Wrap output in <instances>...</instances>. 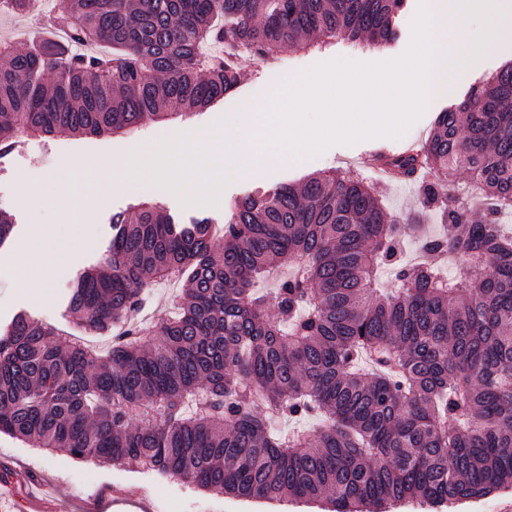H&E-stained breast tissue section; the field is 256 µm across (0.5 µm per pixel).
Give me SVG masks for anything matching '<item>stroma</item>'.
<instances>
[{"mask_svg": "<svg viewBox=\"0 0 512 512\" xmlns=\"http://www.w3.org/2000/svg\"><path fill=\"white\" fill-rule=\"evenodd\" d=\"M419 5L420 0H407L397 22L399 36L393 42L367 46L338 41L322 49H292L281 52L278 58L247 64L242 82L233 93L189 118L169 123L149 122L130 136L88 138L59 133L47 140L21 138L10 150L0 151V210L8 212L14 219L10 236L0 245V331L22 311L49 324L68 320L64 297L66 285L82 271L96 265L109 249L113 213L132 211L142 202H158L182 219L206 218L220 226L229 209L245 196L266 193L284 183L295 184L318 172L360 170L359 156L373 146L395 147L403 140L424 143L439 112L458 105L502 66L512 63V40L495 43L486 51L478 68L458 76L448 95L430 100L403 139L377 136L352 144L336 143L319 155L285 161L259 176L230 179L214 205H186L170 191L157 193L149 188L116 183L102 203L83 211L81 220L89 243L70 262L58 258L59 248L71 232V216L65 207L56 204L24 206L20 203L21 184H39L61 158L78 156L94 160L109 154L119 160L132 144L138 142L154 144L175 134H191L215 125L230 128L238 122L247 103L277 93L288 72L337 59L379 63L399 58L410 45L412 21ZM50 8L49 0H37L30 13L0 18V42L28 43L32 32L43 30ZM371 185L386 212L400 223V256L415 253L425 238L440 233L442 226L436 214L418 211L416 184L375 179ZM41 226L53 231L54 244L43 251L41 263L42 270L49 275V287L45 290L22 288L17 282V271L27 262L33 229ZM5 469L21 470L27 476L26 482L16 488L11 512H26L24 500L31 494L49 496L50 512H87L89 506L102 498L121 499L124 512H324L320 503L292 499L245 500L216 495L174 479L142 472L131 463L108 465L93 459L76 460L63 453L29 447L20 440L0 434V471ZM395 512H512V489H501L479 499L441 508L412 501L396 508Z\"/></svg>", "mask_w": 512, "mask_h": 512, "instance_id": "stroma-1", "label": "stroma"}]
</instances>
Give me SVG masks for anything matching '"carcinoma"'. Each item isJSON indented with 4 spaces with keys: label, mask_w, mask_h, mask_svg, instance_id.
I'll use <instances>...</instances> for the list:
<instances>
[{
    "label": "carcinoma",
    "mask_w": 512,
    "mask_h": 512,
    "mask_svg": "<svg viewBox=\"0 0 512 512\" xmlns=\"http://www.w3.org/2000/svg\"><path fill=\"white\" fill-rule=\"evenodd\" d=\"M407 0H60L67 39L0 44V150L23 134L134 131L209 108L241 65L306 39L398 36ZM396 174L471 173L477 217L442 185L448 234L384 293L400 227L357 172L314 174L212 224L159 205L112 215L97 266L73 281L75 326L124 331L106 355L17 314L0 334V433L73 459L139 463L245 499L391 512L512 488V64L438 113ZM460 257L445 276L436 258ZM183 281L177 312L141 327L145 288ZM276 281L271 294L255 284ZM273 303L275 315L267 312ZM313 419V433L271 420Z\"/></svg>",
    "instance_id": "1"
}]
</instances>
